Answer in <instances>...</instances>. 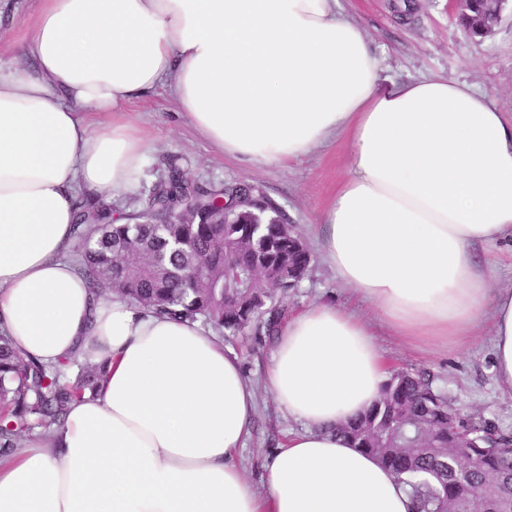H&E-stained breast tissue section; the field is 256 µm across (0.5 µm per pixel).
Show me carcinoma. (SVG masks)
<instances>
[{
  "instance_id": "1",
  "label": "carcinoma",
  "mask_w": 512,
  "mask_h": 512,
  "mask_svg": "<svg viewBox=\"0 0 512 512\" xmlns=\"http://www.w3.org/2000/svg\"><path fill=\"white\" fill-rule=\"evenodd\" d=\"M495 4L472 0L460 23L483 38ZM260 197L247 183L225 186L188 178L173 161L137 200L129 222L112 221V203L80 202L70 260L90 288L110 290L170 317L199 320L227 337L255 327L271 336L284 318L277 296L298 287L313 256L293 225L268 205L233 211L236 224H207L203 212ZM196 199L198 216L182 213ZM101 369L75 359L47 365L22 357L0 331V447L11 448L38 426L61 424L71 402L94 391ZM427 371H397L361 417L337 428L351 446L404 476L415 512H512V446L508 435L477 421L454 431L447 394ZM469 447L456 448L462 430Z\"/></svg>"
}]
</instances>
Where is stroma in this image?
Instances as JSON below:
<instances>
[{
  "mask_svg": "<svg viewBox=\"0 0 512 512\" xmlns=\"http://www.w3.org/2000/svg\"><path fill=\"white\" fill-rule=\"evenodd\" d=\"M399 0H339L341 11L367 32L380 59L382 81L405 83L433 76L465 81L488 94L498 109L512 113V0L492 35L476 40L458 21L452 0H413L414 11L399 17ZM38 0H0V69L14 65V46L27 36ZM129 110L149 138L147 161L140 177L148 189L169 160H177L187 176L201 183L244 181L280 207L308 247H315V226L343 178L347 148L330 142L289 162L288 166L251 167L219 155L186 124L165 88L135 101ZM333 303L364 318L377 336L390 371L411 368L431 372L455 408L480 417L512 434V396L497 388L489 329H481L471 344L459 350L424 353L402 344L381 324L373 307L338 282L322 259H315L299 288L282 304L295 314L317 303ZM239 357L245 375L258 379L269 353L268 336L250 333L247 339H226ZM264 388L256 389V414L240 459L247 480L263 486V466L273 451L299 430Z\"/></svg>",
  "mask_w": 512,
  "mask_h": 512,
  "instance_id": "35a3bbf8",
  "label": "stroma"
}]
</instances>
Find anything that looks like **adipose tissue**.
<instances>
[{
    "label": "adipose tissue",
    "instance_id": "ef3b65f1",
    "mask_svg": "<svg viewBox=\"0 0 512 512\" xmlns=\"http://www.w3.org/2000/svg\"><path fill=\"white\" fill-rule=\"evenodd\" d=\"M0 71V328L22 355L105 366L96 394L0 453V512H414L336 436L388 379L372 329L333 304L282 323L259 381L201 322L90 290L67 259L81 197L129 192L147 137L125 106L168 85L215 149L281 166L341 139L349 169L317 243L401 343L490 327L512 394V116L464 82L381 84L339 0H40ZM300 421L257 493L238 461L256 384Z\"/></svg>",
    "mask_w": 512,
    "mask_h": 512
}]
</instances>
